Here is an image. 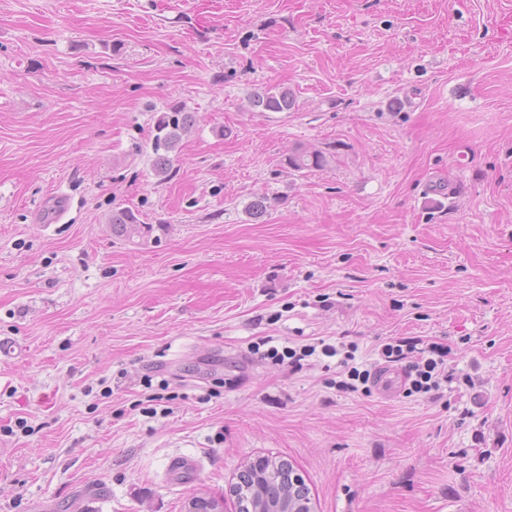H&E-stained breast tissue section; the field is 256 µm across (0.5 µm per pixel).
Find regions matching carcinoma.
<instances>
[{
  "mask_svg": "<svg viewBox=\"0 0 512 512\" xmlns=\"http://www.w3.org/2000/svg\"><path fill=\"white\" fill-rule=\"evenodd\" d=\"M251 103L254 107L265 112H290L295 108L296 100L293 94L283 88H271L256 93ZM192 122V116L178 107H172L163 113L156 125V134L152 140V150L156 155L155 172L166 178L172 169V152L182 135L186 134ZM325 156L319 150H300L288 156L287 166L296 171L316 170L324 165ZM112 226L116 232L126 236L142 233L145 225L141 224L138 216L131 210L112 212ZM294 469L286 459L279 464L270 463L261 469L252 468L240 475L236 504L237 512H249V505L254 503L253 493L258 488L271 492H282L286 500L293 505L308 507L310 491L301 477L291 478Z\"/></svg>",
  "mask_w": 512,
  "mask_h": 512,
  "instance_id": "carcinoma-1",
  "label": "carcinoma"
}]
</instances>
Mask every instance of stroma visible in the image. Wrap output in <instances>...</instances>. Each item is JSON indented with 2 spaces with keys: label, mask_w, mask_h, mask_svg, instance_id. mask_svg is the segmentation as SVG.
<instances>
[{
  "label": "stroma",
  "mask_w": 512,
  "mask_h": 512,
  "mask_svg": "<svg viewBox=\"0 0 512 512\" xmlns=\"http://www.w3.org/2000/svg\"><path fill=\"white\" fill-rule=\"evenodd\" d=\"M401 337L440 399L339 390ZM1 339L0 512H512V0H0ZM251 103L262 112H291L295 108L296 100L288 89L271 88L256 93ZM191 122L192 116L178 107H171L159 119L157 132L152 140V150L156 155L155 172L162 179L168 177L172 169L173 161L168 154L175 149L182 135L189 131ZM325 156L319 150H300L288 156L285 164L296 172L310 171L321 168L324 165ZM112 226L117 233L126 236L142 234L147 224H141L138 216L131 210H117L112 213ZM274 462L276 464L280 463L278 468H276L275 463L270 461L264 468H251L245 474L242 473L240 475L239 493L236 498L238 512H250L249 504H253L255 507V501L252 496L256 488H264L267 491L277 493L281 491L286 500H288V503L302 505L305 508L304 512H309L310 491L305 481L298 476L295 478L296 484L293 483L291 475L294 469L288 460L279 459L278 462Z\"/></svg>",
  "instance_id": "35a3bbf8"
}]
</instances>
